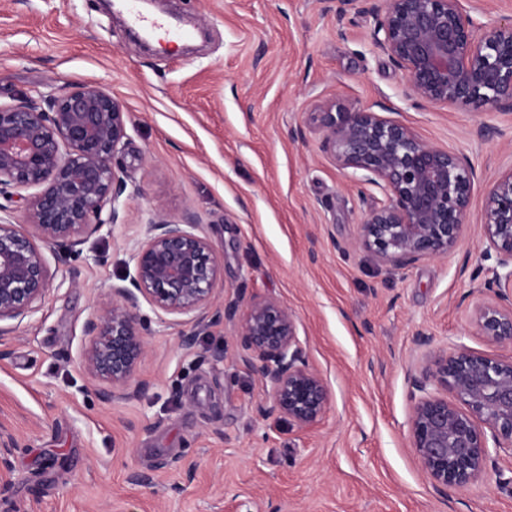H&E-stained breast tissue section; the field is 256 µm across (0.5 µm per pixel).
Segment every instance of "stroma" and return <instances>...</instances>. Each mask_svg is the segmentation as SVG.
<instances>
[{
  "label": "stroma",
  "mask_w": 512,
  "mask_h": 512,
  "mask_svg": "<svg viewBox=\"0 0 512 512\" xmlns=\"http://www.w3.org/2000/svg\"><path fill=\"white\" fill-rule=\"evenodd\" d=\"M202 30L147 49L100 0H0V104L92 82L128 112L127 188L117 224L76 254L45 255L53 285L0 338V512H512V452L487 478L434 489L409 446L408 374L458 345L512 356L471 328L482 267L484 192L512 168V112H450L406 93L376 51L367 13L337 19L320 0H158ZM384 105L385 117L466 155L481 174L463 239L448 256L391 274L355 245L376 187L324 151L325 102ZM162 217L193 219L224 272L213 307L274 298L294 313L331 406L302 429L260 416L268 396L240 359L238 318L201 330L142 304L145 394L101 401L82 364L86 321L133 270L129 243ZM430 338L429 345L415 341ZM149 484L131 482L132 472Z\"/></svg>",
  "instance_id": "stroma-1"
}]
</instances>
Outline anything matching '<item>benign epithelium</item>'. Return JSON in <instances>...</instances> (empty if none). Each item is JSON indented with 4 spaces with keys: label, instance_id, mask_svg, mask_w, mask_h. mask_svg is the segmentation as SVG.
I'll use <instances>...</instances> for the list:
<instances>
[{
    "label": "benign epithelium",
    "instance_id": "1",
    "mask_svg": "<svg viewBox=\"0 0 512 512\" xmlns=\"http://www.w3.org/2000/svg\"><path fill=\"white\" fill-rule=\"evenodd\" d=\"M368 1L372 43L403 71L410 95L462 112H512V19L479 25L469 0H336V13L363 10ZM313 120L336 165L385 194L360 224L358 248L395 272L459 247L480 180L467 158L370 107L328 104ZM127 140L123 102L95 83L0 104V199L37 189L26 197L22 224L0 203V336L33 314L50 290L45 249L73 252L117 222L127 188L119 155ZM197 228L192 221L144 225L132 243L134 274L112 284L86 321L83 365L107 383L99 390L103 400L148 389L145 381L133 382L148 353L139 299L191 316L194 329L180 336L186 349L195 346L197 329L220 322L212 298L223 264ZM481 236L483 259L494 265L476 288L494 293L496 302L475 307L473 332L512 345V169L489 186ZM237 337L243 364L270 395L259 411L301 428L318 424L330 390L304 357L292 311L275 299L252 301ZM410 380V445L436 489L486 477L489 444L512 451V356L463 346L440 350Z\"/></svg>",
    "mask_w": 512,
    "mask_h": 512
}]
</instances>
